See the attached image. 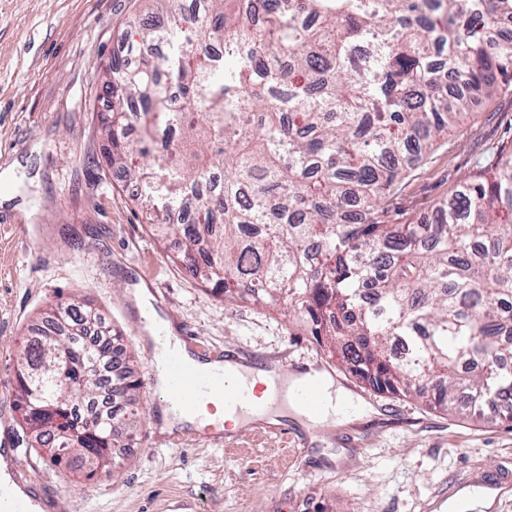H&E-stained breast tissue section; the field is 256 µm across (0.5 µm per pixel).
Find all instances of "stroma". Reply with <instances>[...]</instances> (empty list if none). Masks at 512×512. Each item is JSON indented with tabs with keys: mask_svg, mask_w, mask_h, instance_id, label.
Returning a JSON list of instances; mask_svg holds the SVG:
<instances>
[{
	"mask_svg": "<svg viewBox=\"0 0 512 512\" xmlns=\"http://www.w3.org/2000/svg\"><path fill=\"white\" fill-rule=\"evenodd\" d=\"M133 0H0V417L14 429L10 473L53 512H448L464 488L497 490L512 512V427L373 391L338 369L286 311L212 294L157 240L129 185L103 171L97 75L125 40ZM512 138V91L475 105L402 182L395 203L423 219ZM153 304L209 357L310 364L369 416L321 432L288 418L248 430L161 431L151 347L134 299ZM94 308L136 359L140 426L112 472L88 480L30 447L14 405L19 353L50 307Z\"/></svg>",
	"mask_w": 512,
	"mask_h": 512,
	"instance_id": "obj_1",
	"label": "stroma"
}]
</instances>
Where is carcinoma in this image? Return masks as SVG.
Instances as JSON below:
<instances>
[{
    "label": "carcinoma",
    "instance_id": "obj_1",
    "mask_svg": "<svg viewBox=\"0 0 512 512\" xmlns=\"http://www.w3.org/2000/svg\"><path fill=\"white\" fill-rule=\"evenodd\" d=\"M140 50L99 85L107 169L204 287L300 315L325 355L394 397L512 423V151L501 149L432 208L398 223L391 197L472 105L512 91V0H152ZM136 120L142 137L125 129ZM30 342L16 408L31 443L91 479L138 417L90 428L78 407L104 366L134 390L118 334L92 347L83 305Z\"/></svg>",
    "mask_w": 512,
    "mask_h": 512
}]
</instances>
